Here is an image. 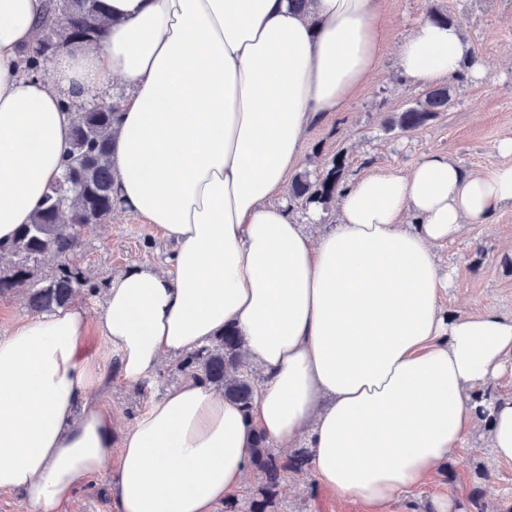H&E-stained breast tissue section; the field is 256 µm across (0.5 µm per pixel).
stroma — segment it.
Here are the masks:
<instances>
[{"instance_id": "1", "label": "stroma", "mask_w": 512, "mask_h": 512, "mask_svg": "<svg viewBox=\"0 0 512 512\" xmlns=\"http://www.w3.org/2000/svg\"><path fill=\"white\" fill-rule=\"evenodd\" d=\"M384 7L388 37L376 75L346 111L331 113L308 128L301 168L323 166L341 154L347 159L345 178L350 181L384 169L410 170L431 152L448 155L468 171H488L501 164L496 145L512 137V0H384ZM434 12L448 14L462 28L484 73L479 78L465 76L456 84L449 110L418 132L404 135L387 130V120L421 91L399 76L398 47L418 21ZM174 251V243L154 226L131 214L112 213L82 234L73 262L98 292L79 293L75 304L96 312L112 277L136 264L169 267ZM438 255L443 271L451 276L443 298L446 311L472 314L491 306L512 317V208L493 214L488 223L469 225L463 236L439 246ZM85 350L100 357L105 382L94 398L111 409L116 440L152 399L182 378L175 362L168 360L148 387L130 385L118 378L116 360L108 356L107 343L98 333L88 336ZM483 470L489 471V481L478 480ZM452 475L459 477V484L449 485ZM474 486L481 488L490 512H512V460L492 462L491 451L477 432L422 486L400 496L384 512H433L436 498L458 504ZM275 512H369V508L326 491L307 470L288 475Z\"/></svg>"}]
</instances>
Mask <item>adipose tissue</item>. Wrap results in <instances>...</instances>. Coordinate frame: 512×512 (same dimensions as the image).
I'll use <instances>...</instances> for the list:
<instances>
[{
	"instance_id": "obj_1",
	"label": "adipose tissue",
	"mask_w": 512,
	"mask_h": 512,
	"mask_svg": "<svg viewBox=\"0 0 512 512\" xmlns=\"http://www.w3.org/2000/svg\"><path fill=\"white\" fill-rule=\"evenodd\" d=\"M102 47L53 57L52 80L23 53L49 0H0V246L30 223L60 171L72 114L64 99L125 89L110 164L117 210L176 245L169 269L112 278L104 306L31 317L0 338V492L61 512L109 476L115 512H215L247 478L256 433L306 443L319 484L371 512L420 486L476 428L472 396L512 374V318L450 315L436 248L512 207L506 161L468 172L441 153L409 173L363 174L335 224L296 214L288 177L323 115L346 111L377 70L382 0H105ZM453 23L419 21L397 70L431 85L470 68ZM234 326L263 378L250 412L184 377L112 450V414L93 400L105 374L83 344L97 330L119 377L139 385L165 359ZM483 433L512 460V398Z\"/></svg>"
}]
</instances>
